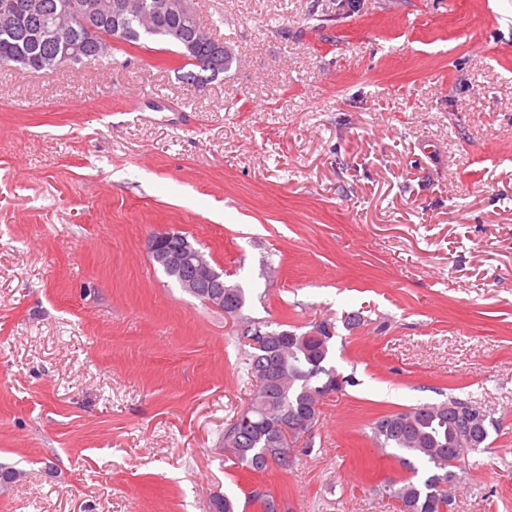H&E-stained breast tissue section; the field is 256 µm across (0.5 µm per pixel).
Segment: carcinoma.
Segmentation results:
<instances>
[{
    "instance_id": "cac0c4a2",
    "label": "carcinoma",
    "mask_w": 512,
    "mask_h": 512,
    "mask_svg": "<svg viewBox=\"0 0 512 512\" xmlns=\"http://www.w3.org/2000/svg\"><path fill=\"white\" fill-rule=\"evenodd\" d=\"M63 2L42 0V14L33 16L27 12L25 0H0V6L9 5L16 15L12 29L0 30V68L11 69L15 60L22 59L29 72L54 71L102 59L99 43L84 35L78 24L66 33L62 43L32 38L35 29L46 24ZM141 2V16L120 25L119 42L140 48L150 43L168 45L184 60L174 68L178 80L186 84L202 82L203 65L216 57L224 58L218 41L208 42L189 32H179L180 20L173 17L146 20L155 9L156 0ZM224 285V292L233 295V318L259 327L264 333L261 347L251 344L246 352L249 374L256 385L247 405L224 429V455L248 471L262 474L272 459L291 454L290 445L300 438L295 433L293 439H288L289 419H306L309 427H314L319 413L317 396L338 376L330 365L333 334L316 341L307 338V333L288 330L280 323L252 319L243 313L245 288L229 278ZM458 403L460 399L456 397L425 403L382 415L371 424L376 447L412 470L409 477L374 488L398 512H441L455 487L449 475L469 452L486 443L489 430L479 428L469 444H459L455 420L448 415V406ZM414 459L422 468L414 467Z\"/></svg>"
}]
</instances>
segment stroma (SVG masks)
I'll return each instance as SVG.
<instances>
[{
	"instance_id": "35a3bbf8",
	"label": "stroma",
	"mask_w": 512,
	"mask_h": 512,
	"mask_svg": "<svg viewBox=\"0 0 512 512\" xmlns=\"http://www.w3.org/2000/svg\"><path fill=\"white\" fill-rule=\"evenodd\" d=\"M233 61L166 45L0 69V512H390L380 415H490L453 512H512V0H194ZM174 228L355 385L307 450L224 455L251 396L239 325L147 243ZM357 313L362 323L344 327Z\"/></svg>"
}]
</instances>
